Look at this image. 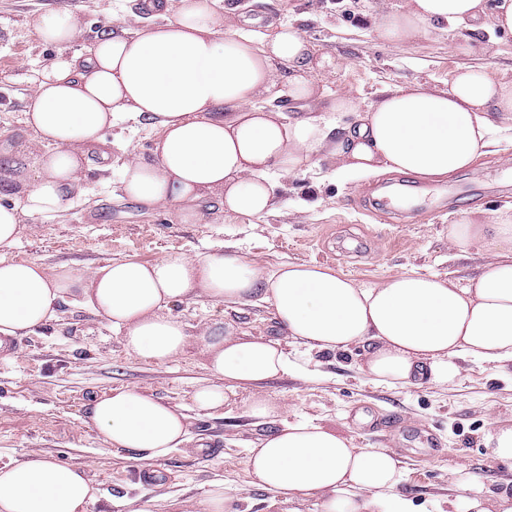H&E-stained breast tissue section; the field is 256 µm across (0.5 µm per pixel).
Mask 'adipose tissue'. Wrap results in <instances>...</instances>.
Segmentation results:
<instances>
[{
	"instance_id": "adipose-tissue-1",
	"label": "adipose tissue",
	"mask_w": 512,
	"mask_h": 512,
	"mask_svg": "<svg viewBox=\"0 0 512 512\" xmlns=\"http://www.w3.org/2000/svg\"><path fill=\"white\" fill-rule=\"evenodd\" d=\"M216 3L162 0L163 22L107 31L86 55L58 58L35 80L27 123L46 150L24 165L18 147L0 143V157L17 161L19 172L15 200L0 203V247L14 244L23 217L73 206L87 147L127 118L149 121L158 138L152 159L125 164L123 193L150 209L174 208L189 224L209 195L228 214L267 213L271 172L295 175L327 147L364 175H451L489 146L494 116L512 114L511 84L459 68L447 90L395 87L363 113L351 96H336L331 111L358 118L344 140L327 146L324 117L286 122L255 100L278 96L282 79L295 99L317 96L311 75L332 67V58L314 57L291 26L264 42L224 29ZM482 12L483 0H404L374 26L383 38L408 42L433 21L475 26ZM448 236L461 249L476 241L498 247L461 288L413 272L363 287L328 266L285 262L268 272L236 253L191 258L173 251L151 262L127 257L85 273L63 268L52 275L34 262L0 259V334L32 332L68 300L109 321L129 353L162 364L184 354L189 338L185 325L168 315L170 304L199 295L227 304L257 297L308 348L368 343L365 371L377 382H448L460 374L459 356L512 363V215L491 224L463 217ZM201 340L216 380L195 393L201 409L220 407L240 385L255 388L293 367L279 343L238 336L218 323ZM88 417L112 447L142 452L147 461L187 436L178 407L132 387L99 396ZM246 465L276 497H315L322 512H412L397 492L399 460L385 448L351 447L329 426L283 421L251 448ZM457 491L467 512H512V489L486 500L482 487L465 477ZM95 500L82 469L37 454L0 468V512H88Z\"/></svg>"
}]
</instances>
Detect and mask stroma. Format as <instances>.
<instances>
[{"label":"stroma","mask_w":512,"mask_h":512,"mask_svg":"<svg viewBox=\"0 0 512 512\" xmlns=\"http://www.w3.org/2000/svg\"><path fill=\"white\" fill-rule=\"evenodd\" d=\"M402 2L218 0L216 11L225 26L259 41L271 38L278 25H294L314 55L335 59V69L314 74L319 97L297 100L284 93L269 104L290 121L331 114L335 141L356 121L352 112L329 113L336 95L349 94L364 110L393 87L445 89L449 73L460 67L512 82V34L493 24L500 0H485L475 31L449 32L433 24L411 42L381 37L374 17ZM47 14L77 16L78 39L62 46L43 43L35 26ZM159 21L157 14L140 13L136 0H0V142L40 155L43 147L24 115L35 78L59 55L83 54L104 31ZM495 124L493 144L469 167L442 179L414 177L413 194L394 204L402 213L398 219L379 212L376 177L357 176L340 158L322 153L297 175L278 178L270 213L228 216L209 197L197 221L182 224L174 210H148L123 195L124 164L150 157L157 138L146 121L127 119L104 131L100 147L89 149L74 206L62 214L23 217L17 241L0 248V259L36 261L52 274L63 265L83 272L127 256L151 262L170 251L190 257L236 252L268 270L283 262L329 266L368 287L405 272L463 286L493 248L477 242L459 251L448 241L449 225L463 217L488 224L512 209V173L503 168L512 158V120ZM167 313L194 337L222 322L235 332L280 342L300 368L267 381L262 391L279 400L283 419L336 427L355 448L389 449L402 462L398 491L414 512H448L465 472L487 490L512 484V461L496 460L486 443L489 432L512 425V363L495 369L463 359L454 381L392 387L364 372L366 345L308 349L287 336L269 304L255 298L228 306L192 297L172 303ZM22 343L18 356L0 354V467L37 453L60 467L83 469L98 491L89 512H185L219 485L228 512H321L314 498L273 501L248 472L249 449L277 427L248 415L251 387L239 388L217 409L195 405V392L212 382L197 344L178 359L146 363L126 351L108 321L69 303ZM123 386L168 401L187 417V442L151 465L167 472L169 481L143 483L149 467L136 452L112 447L88 420L95 398ZM365 403L398 415L401 428L357 429L351 414Z\"/></svg>","instance_id":"1"}]
</instances>
